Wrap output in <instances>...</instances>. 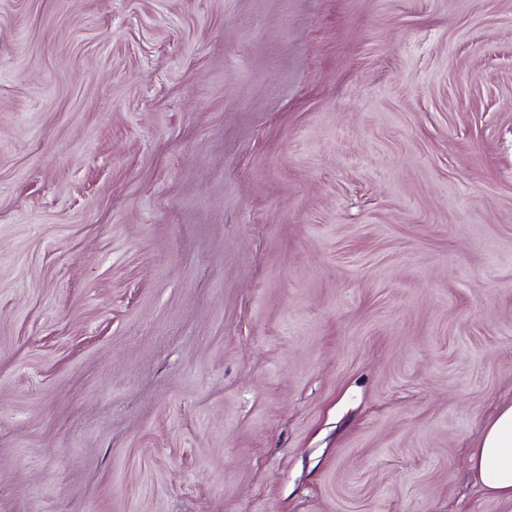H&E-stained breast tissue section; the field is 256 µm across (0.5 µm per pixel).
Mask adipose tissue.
<instances>
[{
  "mask_svg": "<svg viewBox=\"0 0 512 512\" xmlns=\"http://www.w3.org/2000/svg\"><path fill=\"white\" fill-rule=\"evenodd\" d=\"M470 467L489 494L512 502V404L503 406L485 424Z\"/></svg>",
  "mask_w": 512,
  "mask_h": 512,
  "instance_id": "ef3b65f1",
  "label": "adipose tissue"
}]
</instances>
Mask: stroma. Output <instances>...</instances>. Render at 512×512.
<instances>
[{
	"instance_id": "35a3bbf8",
	"label": "stroma",
	"mask_w": 512,
	"mask_h": 512,
	"mask_svg": "<svg viewBox=\"0 0 512 512\" xmlns=\"http://www.w3.org/2000/svg\"><path fill=\"white\" fill-rule=\"evenodd\" d=\"M512 0H0V512H512ZM470 467L475 480L489 494L512 502V403L485 424Z\"/></svg>"
}]
</instances>
